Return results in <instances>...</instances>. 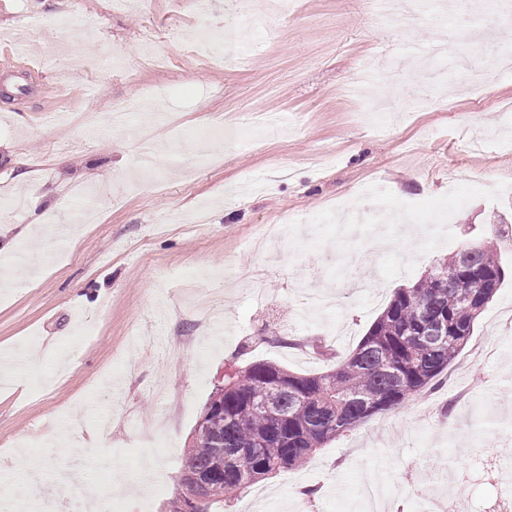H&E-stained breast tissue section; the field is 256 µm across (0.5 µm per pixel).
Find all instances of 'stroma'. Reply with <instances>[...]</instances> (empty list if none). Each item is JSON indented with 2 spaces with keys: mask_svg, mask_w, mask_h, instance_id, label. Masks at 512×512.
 <instances>
[{
  "mask_svg": "<svg viewBox=\"0 0 512 512\" xmlns=\"http://www.w3.org/2000/svg\"><path fill=\"white\" fill-rule=\"evenodd\" d=\"M436 0L376 22L366 0H292L276 35L256 30L246 66L212 59L185 0H0V187L47 193L34 217L0 203V241L35 269L0 285V491L37 471L57 501L56 443L80 433L82 490L102 512H172L192 431L226 368L255 362L302 374L336 368L395 289L467 239L505 276L460 355L434 385L376 414L299 468L207 512H353L363 486L384 512H419L414 486L483 512L468 477L487 448L512 459V72L470 86L505 47L512 19L455 9L491 30L451 38L446 73L410 65L430 40ZM266 0H210L207 21L246 31ZM130 65L117 76L112 63ZM397 77L356 98L361 65ZM64 112L66 123L45 120ZM122 123H114L115 112ZM278 134L239 132L253 113ZM425 231L411 243L400 219ZM366 256L367 287L337 260ZM288 334L291 348L278 342ZM42 352L39 371L28 354Z\"/></svg>",
  "mask_w": 512,
  "mask_h": 512,
  "instance_id": "1",
  "label": "stroma"
}]
</instances>
